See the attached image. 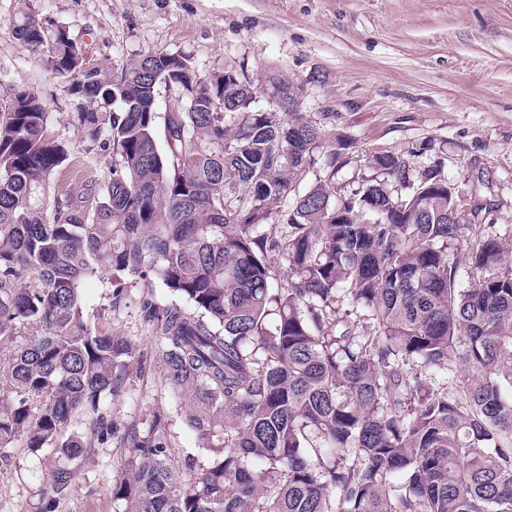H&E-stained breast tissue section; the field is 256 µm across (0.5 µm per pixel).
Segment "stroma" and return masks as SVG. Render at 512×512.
Returning <instances> with one entry per match:
<instances>
[{
    "instance_id": "stroma-1",
    "label": "stroma",
    "mask_w": 512,
    "mask_h": 512,
    "mask_svg": "<svg viewBox=\"0 0 512 512\" xmlns=\"http://www.w3.org/2000/svg\"><path fill=\"white\" fill-rule=\"evenodd\" d=\"M26 11L66 25L104 67L179 53L204 70L236 71L268 111L278 83L288 82L304 119L351 142L355 162L340 183L371 176L375 153L415 152L417 169L442 162L462 210L488 205L489 223L512 245V0H0V85L41 97L50 135L69 152L51 193L89 208L110 177L112 152L81 137L61 82L17 39L12 22ZM143 292L107 270L84 285L86 322L131 340L142 359L105 402L114 437L72 463L57 512H113L123 438L156 412L182 478L207 462L154 359ZM54 467L52 451L16 445L0 460V512H39Z\"/></svg>"
}]
</instances>
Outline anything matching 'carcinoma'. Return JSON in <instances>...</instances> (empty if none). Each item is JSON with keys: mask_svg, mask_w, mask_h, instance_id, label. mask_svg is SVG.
<instances>
[{"mask_svg": "<svg viewBox=\"0 0 512 512\" xmlns=\"http://www.w3.org/2000/svg\"><path fill=\"white\" fill-rule=\"evenodd\" d=\"M13 28L113 161L94 209L50 199L68 151L36 93L0 95V458L18 441L87 456L83 410L113 435L100 406L137 349L84 320L103 262L148 289L155 357L208 455L182 480L161 417L129 431L118 512H512V249L454 208L442 163L381 152L338 196L350 143L321 154L300 113L234 110L224 72L154 51L74 81L66 27ZM168 65L185 108L161 117ZM156 281L185 306L157 304Z\"/></svg>", "mask_w": 512, "mask_h": 512, "instance_id": "carcinoma-1", "label": "carcinoma"}]
</instances>
